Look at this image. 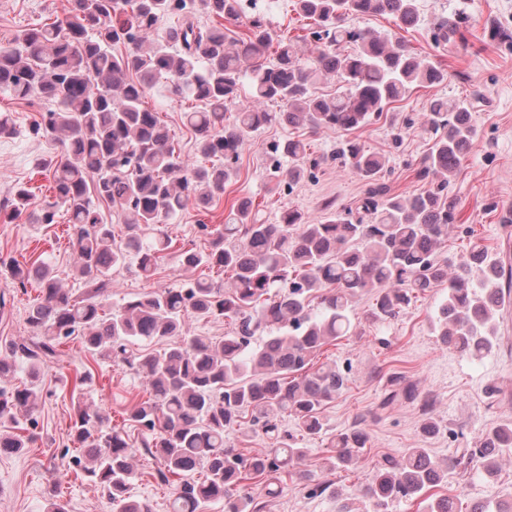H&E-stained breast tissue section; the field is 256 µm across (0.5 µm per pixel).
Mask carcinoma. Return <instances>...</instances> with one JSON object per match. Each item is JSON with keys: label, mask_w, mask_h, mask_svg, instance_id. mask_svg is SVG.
<instances>
[{"label": "carcinoma", "mask_w": 512, "mask_h": 512, "mask_svg": "<svg viewBox=\"0 0 512 512\" xmlns=\"http://www.w3.org/2000/svg\"><path fill=\"white\" fill-rule=\"evenodd\" d=\"M219 22L200 23L188 0H73L71 16L21 31L0 44V88L14 98L45 100L50 108L34 121V136L61 148L50 157L52 195L34 204L20 185L0 204L4 221L27 216L31 224H52L68 216V237L78 277L87 285L79 296L59 284L45 261L31 267L0 259V269L20 285L34 279L40 295L27 323L35 335L0 349V379L28 362L30 384L0 388V455L27 447L18 414L30 415L40 391L44 363L59 357L57 346L81 337L86 350L122 358L150 386L129 420L142 426L141 447L157 461L162 482L181 476L170 512H262L263 503L240 491L243 481L265 479V496L279 492L281 470L302 459V441L324 435L323 406L349 382L336 363L311 368L323 346L354 335L352 313L367 292H376L370 319L398 317L412 300L444 286L434 330L449 349L482 359L496 346L494 319L512 292V259L473 249L448 262L444 250L457 222L451 177L462 167L476 140L473 105L463 98H434L426 108L431 147L417 170L425 187L392 194L383 182L386 159L352 138L336 147V161L365 184L353 207L342 205L319 220L295 209L266 223L253 200L231 208L229 223L209 250L176 255L180 266L224 271L222 282L188 279L173 288L147 293L105 307L112 271L137 259L150 277L170 248L158 229L191 203L207 204L237 173L242 149L260 128L359 130L388 118L393 104L417 87L444 82L448 72L402 41L348 20L390 15L398 25L420 22L417 0H294L299 16L310 21L317 43L307 55L301 40H274L257 0H199ZM172 15L178 23L160 30ZM248 19V31L228 38L224 24ZM439 47L467 46L455 15L444 16L433 32ZM122 45L124 50L113 47ZM249 77L258 104L244 106L238 86ZM333 77L336 93L318 95L312 87ZM171 85L200 103L184 113L198 153L210 165H186L176 153L158 113L144 106L147 88ZM277 182L290 185L310 177L324 159L300 138L272 147ZM288 169L280 168V158ZM112 202L124 214L127 233L115 241L93 198ZM231 320L222 339L192 335L189 319ZM266 334L256 348L252 338ZM139 340L156 349L131 353ZM293 418L295 433L284 434L279 418ZM247 428L278 444L244 456L224 445L228 430ZM73 431L89 465L84 472L107 497L111 512H151L131 495L138 478L125 432L112 426L101 409L81 408ZM367 436L352 429L328 438L331 467H358ZM512 449V420L488 430L472 448L460 449L455 463L478 469L490 480L502 449ZM447 468L426 448H409L386 457L372 472L365 495L375 512H388L402 500H416L445 479ZM424 512H512V502L491 506L475 500L463 511L456 496H440Z\"/></svg>", "instance_id": "carcinoma-1"}]
</instances>
